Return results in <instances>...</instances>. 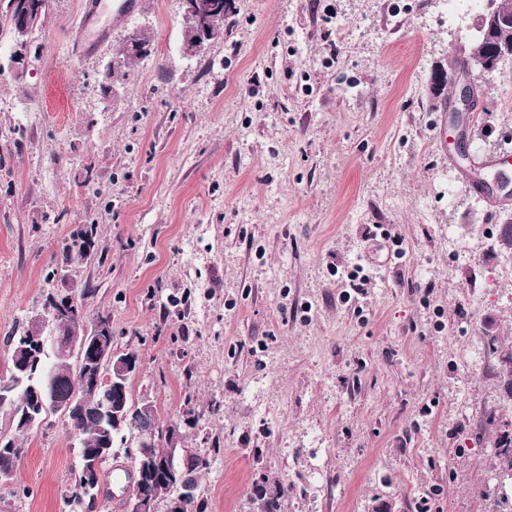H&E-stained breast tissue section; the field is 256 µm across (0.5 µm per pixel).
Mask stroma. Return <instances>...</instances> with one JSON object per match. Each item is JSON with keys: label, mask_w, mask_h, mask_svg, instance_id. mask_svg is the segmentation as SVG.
<instances>
[{"label": "stroma", "mask_w": 512, "mask_h": 512, "mask_svg": "<svg viewBox=\"0 0 512 512\" xmlns=\"http://www.w3.org/2000/svg\"><path fill=\"white\" fill-rule=\"evenodd\" d=\"M49 0L25 72L0 76V377L8 335L72 281L87 319L132 351L134 399L210 461L206 512H512L496 429L512 422L487 332L512 345V256L455 149L512 152V59L456 127L434 66L484 0H236L221 38L180 52L181 0ZM153 36L117 103L99 73L133 28ZM98 226L103 262L62 248ZM24 448L0 512H83L68 420ZM221 453H214V446ZM117 453L92 512H126Z\"/></svg>", "instance_id": "35a3bbf8"}]
</instances>
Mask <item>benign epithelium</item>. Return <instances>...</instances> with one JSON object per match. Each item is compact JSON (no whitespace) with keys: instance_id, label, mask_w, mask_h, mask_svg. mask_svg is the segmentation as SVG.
I'll return each mask as SVG.
<instances>
[{"instance_id":"7a95c632","label":"benign epithelium","mask_w":512,"mask_h":512,"mask_svg":"<svg viewBox=\"0 0 512 512\" xmlns=\"http://www.w3.org/2000/svg\"><path fill=\"white\" fill-rule=\"evenodd\" d=\"M182 40L180 50L185 56L201 53L213 40L223 36L213 22V16L228 9V0H182ZM6 10L12 24L16 49L9 58V69L22 73L27 57L35 43L34 33L42 27L43 0H7ZM512 16L492 10L482 16L476 29L485 37L496 33ZM149 46L143 41L142 30L129 31L115 45L112 57L104 66L113 81L104 91L108 101H115L120 83L130 60L147 54ZM512 58V47L499 45L492 51L476 57L463 74L456 78L455 105L452 109L461 121L475 110L484 95L481 77L497 70L501 61ZM477 178L497 196L512 200V178L505 169L477 173ZM46 316L34 320L23 336L27 353L37 355L44 350L45 329L61 322L82 328L86 339L80 346L71 345L56 350L68 361L72 371L82 374L85 385L92 387L107 378L112 385V404L121 408L134 447L126 450L130 460L133 484L158 474L168 485L167 512H183L188 500L197 495L196 466L193 452L184 447L183 433L176 425L161 429L154 417L151 400H127V381L139 369V359L133 353L112 350V323L104 317L86 321V313L76 297L75 290L51 295L45 305ZM108 454L88 453L80 460L78 496L80 501L93 506L99 499L102 486V468Z\"/></svg>"}]
</instances>
